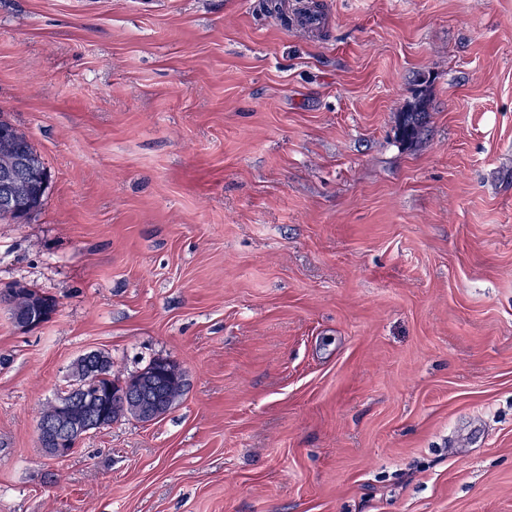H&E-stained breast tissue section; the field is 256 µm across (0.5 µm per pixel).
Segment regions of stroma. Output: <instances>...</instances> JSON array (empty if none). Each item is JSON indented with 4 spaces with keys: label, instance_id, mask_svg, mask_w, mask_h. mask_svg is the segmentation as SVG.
<instances>
[{
    "label": "stroma",
    "instance_id": "35a3bbf8",
    "mask_svg": "<svg viewBox=\"0 0 512 512\" xmlns=\"http://www.w3.org/2000/svg\"><path fill=\"white\" fill-rule=\"evenodd\" d=\"M0 111V512H512V0H0ZM91 350L187 390L49 458ZM427 100L422 92L415 96L410 108L403 112L399 125V132L403 140L414 142L421 134L427 118ZM9 129L10 138L7 141L10 152H21L27 156H33L39 160L43 167H46L38 154L35 152L27 137L21 133L11 122L5 117L4 112H0V131ZM41 181V187L44 188L47 179V172L36 164L31 158L26 156H14L7 164L0 167V194L2 203L18 208H25V201L31 195L33 186ZM49 185L44 190L36 191L28 199V217L38 211L45 200ZM16 287L21 289L15 291L14 288ZM33 301H40L46 304V307L50 308L53 312H56L57 304L52 297L46 296L25 284L15 282L0 290V302L9 306L11 319L16 327L17 325L14 319L15 313L28 311Z\"/></svg>",
    "mask_w": 512,
    "mask_h": 512
}]
</instances>
